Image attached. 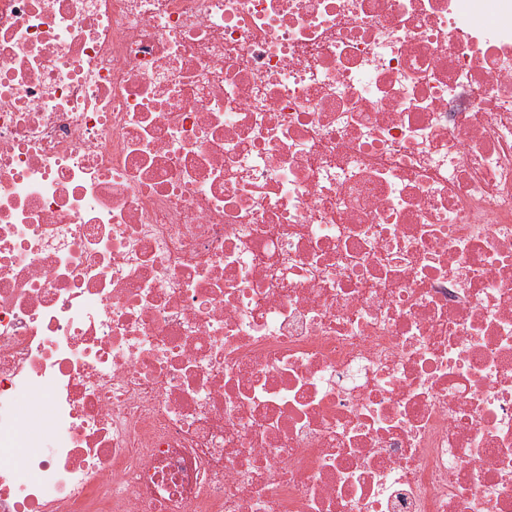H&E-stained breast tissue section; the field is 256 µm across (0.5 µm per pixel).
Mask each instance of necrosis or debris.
<instances>
[{
  "instance_id": "1",
  "label": "necrosis or debris",
  "mask_w": 512,
  "mask_h": 512,
  "mask_svg": "<svg viewBox=\"0 0 512 512\" xmlns=\"http://www.w3.org/2000/svg\"><path fill=\"white\" fill-rule=\"evenodd\" d=\"M0 0V512H512V0Z\"/></svg>"
}]
</instances>
